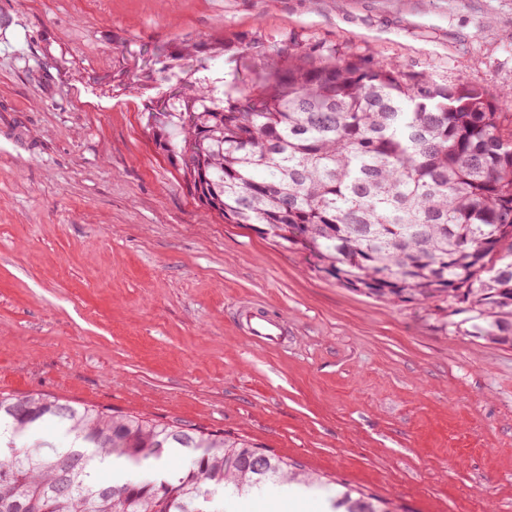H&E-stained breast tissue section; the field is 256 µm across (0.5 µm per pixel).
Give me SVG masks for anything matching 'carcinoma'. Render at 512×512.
I'll use <instances>...</instances> for the list:
<instances>
[{
  "instance_id": "carcinoma-1",
  "label": "carcinoma",
  "mask_w": 512,
  "mask_h": 512,
  "mask_svg": "<svg viewBox=\"0 0 512 512\" xmlns=\"http://www.w3.org/2000/svg\"><path fill=\"white\" fill-rule=\"evenodd\" d=\"M113 74L146 96L156 146L187 188L233 224L314 253L319 271L388 303L442 302L488 339L512 342V132L483 88L442 86L396 62L245 48L252 73L224 89V41L163 58L125 50ZM175 80L151 94L153 66ZM55 424L65 441L34 436ZM269 457L256 473L250 460ZM123 462L100 479L97 458ZM184 465L166 474L163 460ZM330 481L230 432L163 422L50 394H0V512H223L228 495ZM347 489L332 512H399Z\"/></svg>"
}]
</instances>
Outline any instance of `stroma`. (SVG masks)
<instances>
[{
  "label": "stroma",
  "mask_w": 512,
  "mask_h": 512,
  "mask_svg": "<svg viewBox=\"0 0 512 512\" xmlns=\"http://www.w3.org/2000/svg\"><path fill=\"white\" fill-rule=\"evenodd\" d=\"M215 38L229 89L242 43L292 42L481 86L512 129V0H0V393L237 432L408 512H512V345L222 219L112 79L128 44ZM240 322L250 341L265 348L280 345L287 326L284 318L263 306H244Z\"/></svg>",
  "instance_id": "stroma-1"
}]
</instances>
